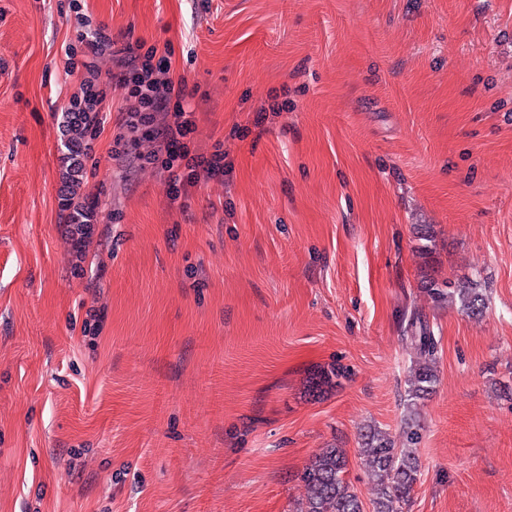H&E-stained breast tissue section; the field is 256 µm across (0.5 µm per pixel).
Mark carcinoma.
Masks as SVG:
<instances>
[{"instance_id":"1","label":"carcinoma","mask_w":512,"mask_h":512,"mask_svg":"<svg viewBox=\"0 0 512 512\" xmlns=\"http://www.w3.org/2000/svg\"><path fill=\"white\" fill-rule=\"evenodd\" d=\"M422 288L432 301L457 304L469 316H480L485 309L484 294L470 280L452 283L425 276ZM406 333L415 358L407 377L409 403L400 438L395 440L376 428L360 434L358 455L369 478L373 512H408L421 468L416 448L420 439L419 406L438 383L439 340L428 321L416 311L411 313ZM342 377L344 372L333 366L315 377L313 388L337 386ZM347 466L343 449H320L301 475L304 494L292 512H364L360 495L345 478Z\"/></svg>"}]
</instances>
